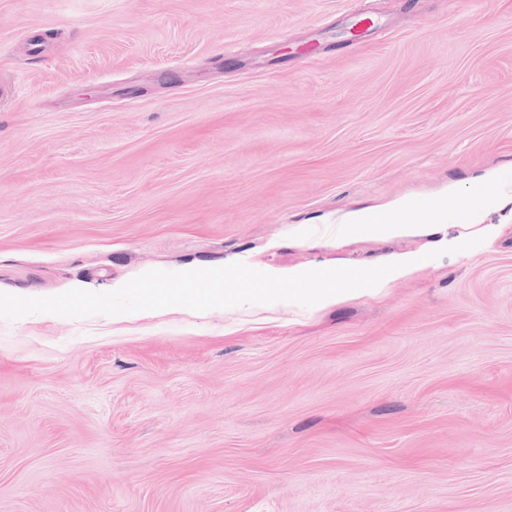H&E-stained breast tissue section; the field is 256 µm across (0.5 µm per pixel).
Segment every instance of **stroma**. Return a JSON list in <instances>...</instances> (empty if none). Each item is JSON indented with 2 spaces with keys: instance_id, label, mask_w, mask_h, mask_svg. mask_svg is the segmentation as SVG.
<instances>
[{
  "instance_id": "stroma-1",
  "label": "stroma",
  "mask_w": 512,
  "mask_h": 512,
  "mask_svg": "<svg viewBox=\"0 0 512 512\" xmlns=\"http://www.w3.org/2000/svg\"><path fill=\"white\" fill-rule=\"evenodd\" d=\"M490 172L512 0H0V292L428 257L311 314L0 318V512H512V202L469 260L333 226Z\"/></svg>"
}]
</instances>
